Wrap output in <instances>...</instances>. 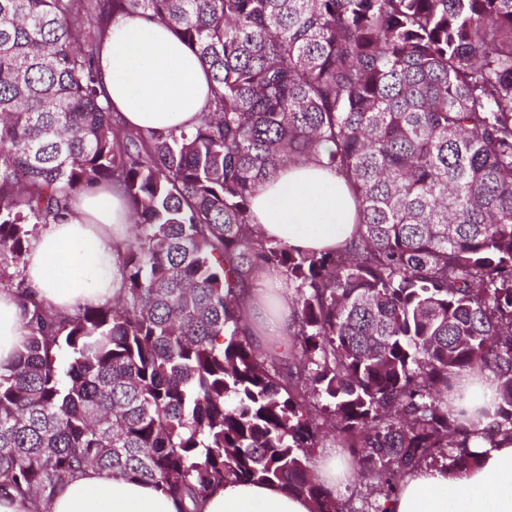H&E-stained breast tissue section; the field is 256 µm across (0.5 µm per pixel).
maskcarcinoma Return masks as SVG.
I'll list each match as a JSON object with an SVG mask.
<instances>
[{
    "label": "carcinoma",
    "instance_id": "1",
    "mask_svg": "<svg viewBox=\"0 0 512 512\" xmlns=\"http://www.w3.org/2000/svg\"><path fill=\"white\" fill-rule=\"evenodd\" d=\"M164 23L211 98L189 132L126 129L95 49L120 15ZM317 160L358 203L334 252L270 241L249 204ZM118 183L124 287L62 316L22 294L0 366V492L33 512L87 468L184 512L229 479L344 512L308 465L337 432L384 501L417 466L470 467L453 380L489 372L512 436V0H0V288L40 224ZM293 295L291 359L245 337L253 270Z\"/></svg>",
    "mask_w": 512,
    "mask_h": 512
}]
</instances>
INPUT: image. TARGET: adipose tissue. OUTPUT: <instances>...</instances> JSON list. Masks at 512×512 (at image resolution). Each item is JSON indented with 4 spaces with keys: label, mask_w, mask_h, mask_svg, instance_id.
Wrapping results in <instances>:
<instances>
[{
    "label": "adipose tissue",
    "mask_w": 512,
    "mask_h": 512,
    "mask_svg": "<svg viewBox=\"0 0 512 512\" xmlns=\"http://www.w3.org/2000/svg\"><path fill=\"white\" fill-rule=\"evenodd\" d=\"M100 90L121 123L169 130L196 125L210 96L206 71L170 27L137 15L113 21L98 52ZM251 222L264 236L300 250H327L350 240L356 203L347 184L317 162L291 164L266 182L250 203ZM131 208L119 186L77 195L65 223L49 224L31 245L22 289H0V365H8L25 334L20 291L61 314L116 299L123 285ZM246 333L267 336L273 352L287 357L292 300L281 282L257 271L243 295ZM477 410L470 419L493 417L496 383L489 374L462 378ZM477 467L458 473L442 466L412 471L387 503V512H512V440H468ZM46 512H181L179 503L152 485L87 469L58 491ZM200 512H311L310 503L273 483L228 480Z\"/></svg>",
    "instance_id": "ef3b65f1"
}]
</instances>
